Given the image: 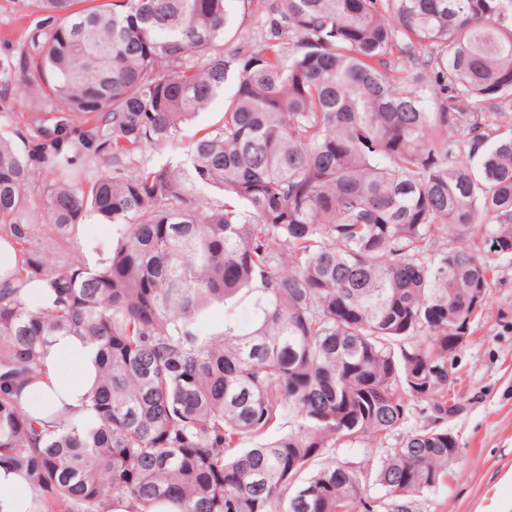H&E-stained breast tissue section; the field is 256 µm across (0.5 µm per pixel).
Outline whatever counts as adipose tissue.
<instances>
[{"label":"adipose tissue","mask_w":512,"mask_h":512,"mask_svg":"<svg viewBox=\"0 0 512 512\" xmlns=\"http://www.w3.org/2000/svg\"><path fill=\"white\" fill-rule=\"evenodd\" d=\"M45 380L25 387L24 411L37 418L66 414L73 422H93L87 395L97 375V358L80 338L58 334L50 339ZM32 492L23 473L0 465V512H30Z\"/></svg>","instance_id":"ef3b65f1"}]
</instances>
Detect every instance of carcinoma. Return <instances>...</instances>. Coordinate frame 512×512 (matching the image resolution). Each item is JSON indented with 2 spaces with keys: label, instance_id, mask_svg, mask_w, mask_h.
<instances>
[{
  "label": "carcinoma",
  "instance_id": "carcinoma-1",
  "mask_svg": "<svg viewBox=\"0 0 512 512\" xmlns=\"http://www.w3.org/2000/svg\"><path fill=\"white\" fill-rule=\"evenodd\" d=\"M77 3L29 0L0 57L60 113L0 139V237L28 246L0 273V462L32 512H412L459 453L456 336L512 258V0ZM237 15L258 38L228 47ZM220 96L183 159L137 160ZM89 210L119 230L94 268L59 242ZM58 333L97 351L91 427L19 405ZM396 439L391 438L387 440V443L375 445L373 442L363 443L357 442L351 446L345 445L341 448L336 449V459L338 460H349V459H367L376 458L379 454L378 448H394L396 447Z\"/></svg>",
  "mask_w": 512,
  "mask_h": 512
}]
</instances>
